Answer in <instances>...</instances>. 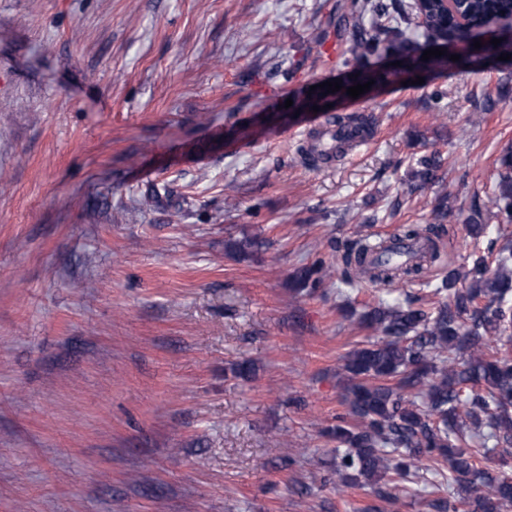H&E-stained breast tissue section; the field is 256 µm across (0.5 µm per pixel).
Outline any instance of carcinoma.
Instances as JSON below:
<instances>
[{
    "label": "carcinoma",
    "mask_w": 512,
    "mask_h": 512,
    "mask_svg": "<svg viewBox=\"0 0 512 512\" xmlns=\"http://www.w3.org/2000/svg\"><path fill=\"white\" fill-rule=\"evenodd\" d=\"M341 21L365 13L370 28L354 25L345 59L347 76L333 93L349 99L346 89L369 80L379 89L414 80L423 74L442 76L464 69L482 71L502 65L501 54L512 55V33L500 36L496 46L484 42L479 49L421 60L425 45L406 37L402 25L423 27L426 40L443 33L453 35L454 17L437 0H425L422 14L407 13L391 0H348L340 6ZM460 10L480 26L495 12L512 11V0H461ZM392 55L402 65L379 64ZM329 122L359 133L367 132L370 118L334 113ZM323 133L312 135L306 154L327 163L345 154V146L321 148ZM413 172L419 186H437L436 204L424 226H408L400 236L422 240L426 251L414 263H375L371 256L384 249L386 240L360 238L336 244V258L345 279L365 278L392 287L422 276L441 259L444 224L450 220L448 194L438 171L440 157L424 155ZM499 173L491 205L512 223V146L498 159ZM438 305L412 300L379 302L349 316L374 333L376 339L345 357L347 415L336 418L328 434L344 450L336 458V479L346 486L366 484L387 512L397 492L418 494L420 471L441 477L426 501L429 512H509L512 476L503 471L512 462V243L499 250L494 271L486 256L473 257L468 267L448 270L433 290ZM476 436L481 447L472 448Z\"/></svg>",
    "instance_id": "obj_1"
}]
</instances>
